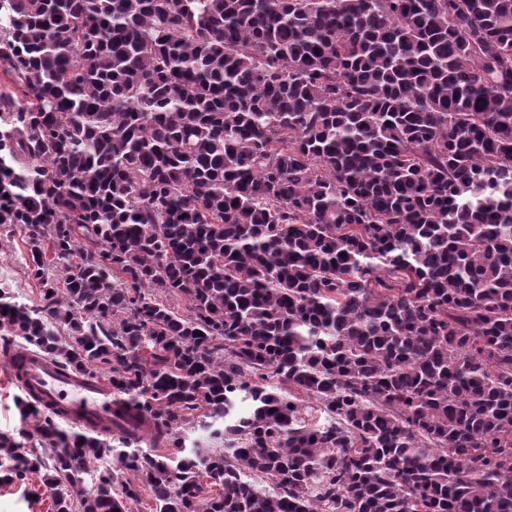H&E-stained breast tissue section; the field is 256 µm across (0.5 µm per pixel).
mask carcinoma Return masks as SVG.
Instances as JSON below:
<instances>
[{
  "mask_svg": "<svg viewBox=\"0 0 512 512\" xmlns=\"http://www.w3.org/2000/svg\"><path fill=\"white\" fill-rule=\"evenodd\" d=\"M0 73V226L43 294L0 289V338L108 367L131 424L26 393L3 481L50 512H512V0H0Z\"/></svg>",
  "mask_w": 512,
  "mask_h": 512,
  "instance_id": "1",
  "label": "carcinoma"
}]
</instances>
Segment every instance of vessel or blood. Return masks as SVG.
Wrapping results in <instances>:
<instances>
[{
    "label": "vessel or blood",
    "instance_id": "b4317fda",
    "mask_svg": "<svg viewBox=\"0 0 512 512\" xmlns=\"http://www.w3.org/2000/svg\"><path fill=\"white\" fill-rule=\"evenodd\" d=\"M5 361L20 387L35 393L44 407L60 412L65 420L83 431L111 433L115 405L110 386L61 372L44 356L29 352H8Z\"/></svg>",
    "mask_w": 512,
    "mask_h": 512
}]
</instances>
